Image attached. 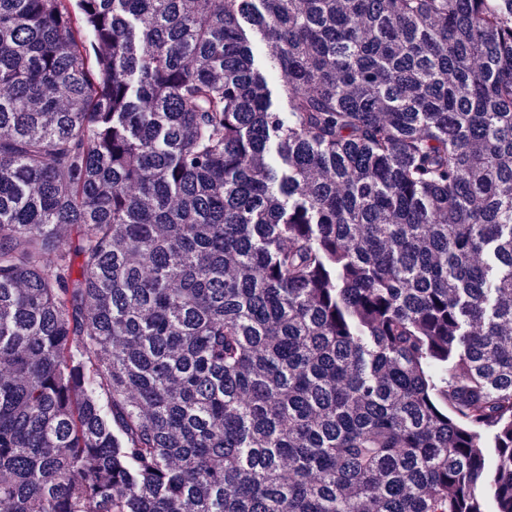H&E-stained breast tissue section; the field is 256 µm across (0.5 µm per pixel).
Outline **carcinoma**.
I'll return each instance as SVG.
<instances>
[{"label":"carcinoma","mask_w":512,"mask_h":512,"mask_svg":"<svg viewBox=\"0 0 512 512\" xmlns=\"http://www.w3.org/2000/svg\"><path fill=\"white\" fill-rule=\"evenodd\" d=\"M0 512H512V0H0Z\"/></svg>","instance_id":"1"}]
</instances>
